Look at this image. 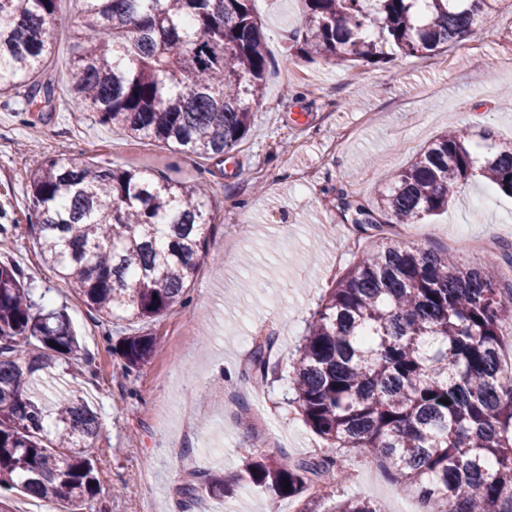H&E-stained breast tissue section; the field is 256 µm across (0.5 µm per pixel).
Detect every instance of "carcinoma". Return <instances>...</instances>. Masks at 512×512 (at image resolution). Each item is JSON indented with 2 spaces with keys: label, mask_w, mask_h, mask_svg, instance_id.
<instances>
[{
  "label": "carcinoma",
  "mask_w": 512,
  "mask_h": 512,
  "mask_svg": "<svg viewBox=\"0 0 512 512\" xmlns=\"http://www.w3.org/2000/svg\"><path fill=\"white\" fill-rule=\"evenodd\" d=\"M63 0H0V92L24 87L51 102L41 80ZM72 41L75 112L137 139L196 156L239 146L261 104L269 60L253 0H83ZM308 57L385 64L445 52L475 36L499 0H304ZM476 159L451 130L421 149L373 202L341 198L356 228L418 224L440 214ZM482 176L512 195V142L494 144ZM44 259L82 296L90 316L149 322L182 300L207 256L211 200L135 169L45 158L30 174ZM496 270L385 239L329 286L293 362V402L336 452L274 460L242 449L233 481L203 474L181 492L223 496L255 484L299 512H384L366 499L308 494L339 486L349 455L379 458L396 485L436 512H512V377L503 375L499 324L512 287ZM108 347L126 374L158 341L132 333ZM275 337L255 344L253 381L267 380ZM64 305L35 298L15 265L0 264V490L80 508L98 494L99 417L83 384L94 376ZM448 403L443 404L441 400ZM289 491H284V487Z\"/></svg>",
  "instance_id": "1"
}]
</instances>
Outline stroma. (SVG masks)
<instances>
[{
    "mask_svg": "<svg viewBox=\"0 0 512 512\" xmlns=\"http://www.w3.org/2000/svg\"><path fill=\"white\" fill-rule=\"evenodd\" d=\"M274 59L263 102L245 140L221 158L171 151L71 112V42L81 0H64L56 46L44 77L50 106L29 105L25 88L0 94V262L20 267L49 306H67L95 377L85 385L100 430L92 446L98 494L82 512H299L295 499H271L249 486L224 498L201 495L183 507L180 487L212 468L233 475L241 451L262 447L271 458H311L321 440L292 404L291 359L313 310L331 282L358 258L348 247L340 195L370 201L442 131H467L483 154V130L512 141V0H500L476 37L445 53L395 55L386 65L301 56L300 0H255ZM45 157L134 168L210 189L208 256L189 302L148 323L93 320L72 289L45 262L32 230L30 168ZM497 237L491 254L469 250L472 238ZM397 237L456 253L470 267L504 264L512 246V197L474 179L447 212L407 225ZM163 347L132 375L104 337L134 331ZM275 336L267 384L247 374L255 332ZM345 495L406 512L407 490L385 464L352 457Z\"/></svg>",
    "mask_w": 512,
    "mask_h": 512,
    "instance_id": "stroma-1",
    "label": "stroma"
}]
</instances>
